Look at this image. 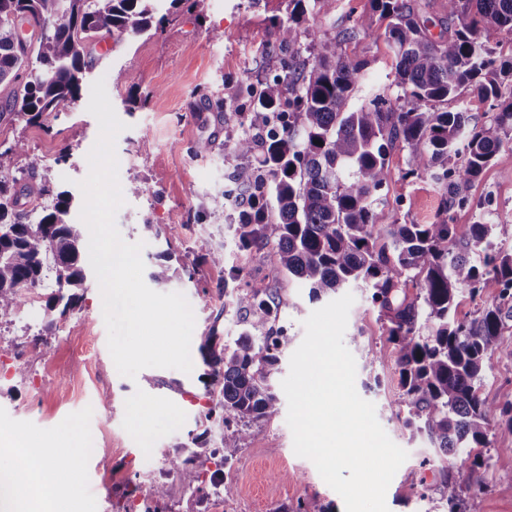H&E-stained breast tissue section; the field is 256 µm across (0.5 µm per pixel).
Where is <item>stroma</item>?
Here are the masks:
<instances>
[{"mask_svg": "<svg viewBox=\"0 0 512 512\" xmlns=\"http://www.w3.org/2000/svg\"><path fill=\"white\" fill-rule=\"evenodd\" d=\"M168 21L162 36L128 37L109 53H97L85 78L93 84L110 76L108 98L126 128L116 138L118 176L124 187L125 204L116 215V226L128 243H142L145 266H153L161 252L184 255L197 236L209 238L213 248L224 253L223 266H196L192 280H172L160 285L163 293L185 295L195 315L194 336L215 329L220 343L236 339L244 329L233 312L225 311L224 282L234 273L259 288L277 291L279 323L288 331V347L296 349L304 336L303 320L329 303V296L312 299L309 290L269 267L262 253L251 251L247 267H238V249L226 215L210 214L211 197L228 194L230 174L239 163L232 141L240 132L239 118L247 117L255 100L244 97L231 111L213 108L228 83L257 84L261 76L278 66L277 59L256 55L255 48L267 38L272 17H285L283 0H198L196 6L170 10L169 0H158ZM373 14L371 0H323L312 21L325 36L332 37L349 20ZM385 26L373 23L367 37L338 44L348 59H369L366 81L353 99L378 92L393 98L395 59L384 35ZM136 78L135 85L115 82L118 71ZM90 96L82 94L73 111L49 119L46 126L22 122L0 123V141L23 138L26 155L20 166L38 162L56 189L74 198L68 215L79 223L83 202L78 187L89 173L87 155L99 135L96 118L87 110ZM69 146L67 162H58L62 146ZM391 172L386 201L378 208V221L431 223L440 196L426 178L408 179V157L400 148L388 156ZM144 184V194H129L132 181ZM474 198H492L496 225L494 241L512 248V151L502 150L474 182ZM355 298L346 336L356 361V390L374 403L379 423L409 457L391 481L386 503L389 512H445L440 498L441 480L450 477L464 486L469 512H512V483L500 481L512 470V423L500 417L488 430L487 447L477 454L484 465L478 472L480 489L469 486L466 472L454 459L442 456L426 435L405 426L396 399L399 373L393 344L382 330L378 310L368 291L352 287ZM79 306L61 320L51 336L52 349L44 353L27 346V337L37 334L47 315L42 296L22 305L10 321L0 325V465L16 467L12 449L3 442L21 433L35 444L56 442L67 431L78 436V452L69 463L70 479L63 488L77 512H129L140 497L134 484L143 481L146 463L162 462L177 454L189 435L201 433L206 422L201 402L207 394L206 367L199 349H192L193 370L146 368L136 379L120 375L107 345L102 314V296L95 275H88ZM378 359H370V352ZM289 352L282 355L276 380L289 371ZM200 399L193 405L185 393ZM478 393L496 408L512 405V360L487 355ZM153 409L149 433H141L134 412ZM108 457H101V449ZM231 477V495L211 496L213 512H275L280 504L318 502L327 512H344L341 497L321 478L314 464L293 451V437L285 415L262 427L236 460L225 466Z\"/></svg>", "mask_w": 512, "mask_h": 512, "instance_id": "35a3bbf8", "label": "stroma"}]
</instances>
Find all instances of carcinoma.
I'll return each mask as SVG.
<instances>
[{
	"mask_svg": "<svg viewBox=\"0 0 512 512\" xmlns=\"http://www.w3.org/2000/svg\"><path fill=\"white\" fill-rule=\"evenodd\" d=\"M156 0H0V84L13 87L9 111L0 122L22 120L43 126L72 110L81 98L89 46L106 35L116 46L128 35L164 31L167 17ZM321 0H287L284 19L272 20L263 55L280 56V68L260 81L257 105L248 127L234 139L243 160L233 172L236 184L251 196L231 225L236 245L263 251L268 264L309 288L313 298L348 286H363L383 321L387 341L395 346L400 376L397 406L407 408L405 424L424 432L460 469L476 471L479 458L463 448L487 445L497 409L478 394L484 359L490 353L512 358V339L502 336L512 318V251L493 242L491 201H474L473 183L506 144L512 143V94L502 80L512 79V56L492 46L499 32L512 34V0H445L448 25L433 36L431 20L418 0H372L386 22L385 37L394 53L395 98L379 93L349 107L365 80L367 59L338 54L336 38H321L306 26ZM372 21L360 17L342 38L370 35ZM475 88L494 101L497 112L486 123L465 109H443L448 99ZM235 103L241 85H226ZM408 156L404 177L424 176L441 191L439 210L430 224H380L377 208L391 173L390 149ZM25 152L22 138L0 141V320L9 318L25 298L47 287L46 309L59 316L75 309L90 267L83 225L65 220L72 198L56 192L33 162L17 166ZM49 199L41 211L27 209L33 200ZM474 207L480 219L466 232L453 223L457 209ZM481 250L480 264L471 253ZM151 272L165 284L193 278L195 260L224 265V253L199 238L193 248ZM231 310L246 329L233 344L219 345L214 333L200 337L208 367L205 387L212 398L205 421H219L224 449L216 467L234 459L276 417L280 403L273 376L288 347L285 330L271 324V301L235 274ZM416 281L420 296L408 297ZM499 289V303L472 320L455 316L457 298L467 291ZM56 321L49 319L30 343L51 348ZM211 457L195 450L184 458H166L169 472L184 485L204 490ZM448 512H466L460 486L443 473ZM145 501L167 497L164 480L135 486Z\"/></svg>",
	"mask_w": 512,
	"mask_h": 512,
	"instance_id": "carcinoma-1",
	"label": "carcinoma"
}]
</instances>
